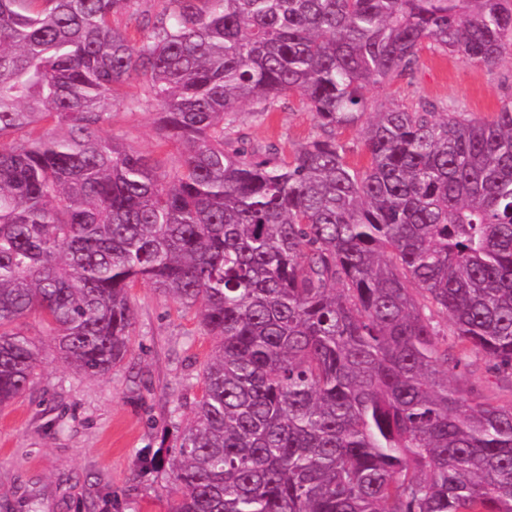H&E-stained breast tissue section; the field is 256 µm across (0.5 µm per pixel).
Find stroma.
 Returning <instances> with one entry per match:
<instances>
[{"label":"stroma","mask_w":512,"mask_h":512,"mask_svg":"<svg viewBox=\"0 0 512 512\" xmlns=\"http://www.w3.org/2000/svg\"><path fill=\"white\" fill-rule=\"evenodd\" d=\"M370 111L426 100L490 118L512 101V56L496 65L423 51L413 75L365 89ZM154 110L113 108L105 132L126 147L179 170L183 148L161 144ZM317 132L295 93L274 112L252 106L236 115L235 138L249 147L293 152ZM134 331L125 358L102 377L66 369L46 349L26 390L0 410V512H21L32 489L40 512H170L176 499L172 445L200 393L199 372L214 345L196 309L158 294L131 290ZM162 458L161 468L146 459Z\"/></svg>","instance_id":"obj_1"}]
</instances>
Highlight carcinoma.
I'll list each match as a JSON object with an SVG mask.
<instances>
[{"mask_svg":"<svg viewBox=\"0 0 512 512\" xmlns=\"http://www.w3.org/2000/svg\"><path fill=\"white\" fill-rule=\"evenodd\" d=\"M135 2L0 0V407L43 360L24 320L104 376L147 282L215 339L173 512H512V399L465 377L512 380V103L362 94L425 49L511 56L512 0H162L132 36ZM124 84L180 170L102 133ZM290 92L318 128L291 158L227 137ZM338 139L346 147L349 164L356 169L363 170L368 163V152L358 128L343 130L341 134H338Z\"/></svg>","mask_w":512,"mask_h":512,"instance_id":"carcinoma-1","label":"carcinoma"}]
</instances>
